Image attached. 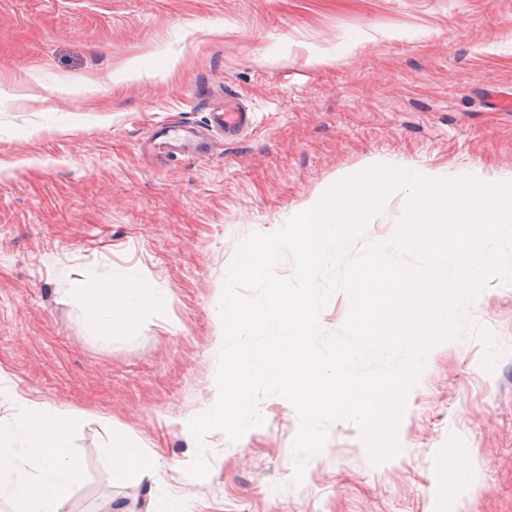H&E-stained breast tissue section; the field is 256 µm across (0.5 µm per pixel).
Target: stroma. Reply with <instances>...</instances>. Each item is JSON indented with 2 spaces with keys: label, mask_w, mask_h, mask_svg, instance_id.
<instances>
[{
  "label": "stroma",
  "mask_w": 512,
  "mask_h": 512,
  "mask_svg": "<svg viewBox=\"0 0 512 512\" xmlns=\"http://www.w3.org/2000/svg\"><path fill=\"white\" fill-rule=\"evenodd\" d=\"M500 94L512 0H0V425L18 394L81 413L69 512H512V283L498 277L468 303L471 329L428 351L380 463L336 421L293 485L299 416L277 395L237 440L183 427L220 394L219 304L245 239L370 162L512 180ZM228 97L255 123L222 155L155 150L157 127L207 125ZM407 203L387 197L353 250L391 238ZM132 276L164 302L107 335L80 284ZM116 433L164 464L163 483L107 464Z\"/></svg>",
  "instance_id": "stroma-1"
}]
</instances>
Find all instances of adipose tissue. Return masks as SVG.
<instances>
[{"mask_svg":"<svg viewBox=\"0 0 512 512\" xmlns=\"http://www.w3.org/2000/svg\"><path fill=\"white\" fill-rule=\"evenodd\" d=\"M84 305L101 316L111 335L126 332L145 308L160 303L156 290L136 279L120 284L83 282ZM82 422L79 413L63 412L36 402L24 406L12 429L21 435V446L0 435V497L12 500L17 512H64L77 465L69 450V438ZM112 463L131 479L159 482L164 469L159 460L130 447L120 435L112 437Z\"/></svg>","mask_w":512,"mask_h":512,"instance_id":"adipose-tissue-1","label":"adipose tissue"}]
</instances>
